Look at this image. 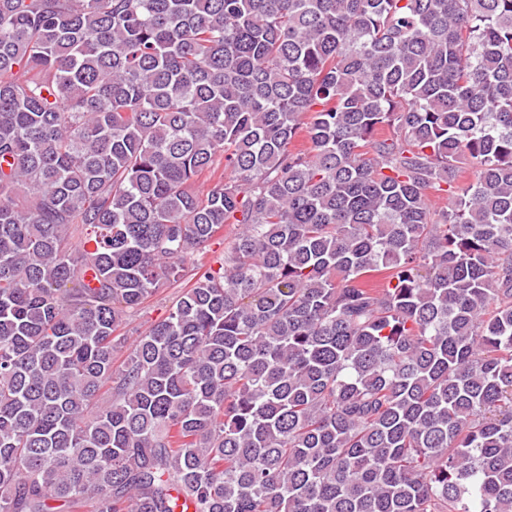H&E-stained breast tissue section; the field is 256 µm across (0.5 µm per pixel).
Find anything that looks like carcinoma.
Wrapping results in <instances>:
<instances>
[{"mask_svg":"<svg viewBox=\"0 0 512 512\" xmlns=\"http://www.w3.org/2000/svg\"><path fill=\"white\" fill-rule=\"evenodd\" d=\"M189 504L512 512V0H0V512ZM232 230V226L224 227V231H221L217 236H215L210 247L205 253H197L188 258L185 264L186 275L183 279V285L187 284V282L193 277L194 273H202L210 266L215 268L218 267V262L224 258V238L228 235L230 236ZM181 288L163 286L149 297L142 307L127 317L121 331L126 337L125 346L118 352L116 365H119L127 354L128 347L155 322L162 320L176 301Z\"/></svg>","mask_w":512,"mask_h":512,"instance_id":"carcinoma-1","label":"carcinoma"}]
</instances>
